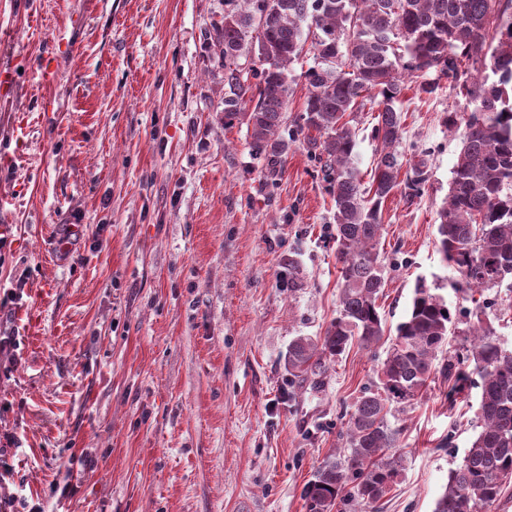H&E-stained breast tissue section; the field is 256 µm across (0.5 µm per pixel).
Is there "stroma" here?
Segmentation results:
<instances>
[{
    "instance_id": "obj_1",
    "label": "stroma",
    "mask_w": 512,
    "mask_h": 512,
    "mask_svg": "<svg viewBox=\"0 0 512 512\" xmlns=\"http://www.w3.org/2000/svg\"><path fill=\"white\" fill-rule=\"evenodd\" d=\"M224 0H0V497L34 512H306L386 344H352L292 381L297 337L339 305L331 200L303 136L277 175L224 120ZM448 80L401 96L421 195L384 204L387 332L425 283L469 320L437 250L466 109ZM452 335L421 398L389 414L403 469L380 512H433L478 430L480 391L448 393ZM426 153H421L416 162H413L411 165L412 176L407 177L405 183L404 196L407 198L417 197L423 191L425 184L427 182V167H428V158Z\"/></svg>"
}]
</instances>
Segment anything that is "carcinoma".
I'll list each match as a JSON object with an SVG mask.
<instances>
[{
	"instance_id": "carcinoma-1",
	"label": "carcinoma",
	"mask_w": 512,
	"mask_h": 512,
	"mask_svg": "<svg viewBox=\"0 0 512 512\" xmlns=\"http://www.w3.org/2000/svg\"><path fill=\"white\" fill-rule=\"evenodd\" d=\"M224 60V122L247 125L253 155L276 173L289 143L291 65L304 49L314 65L305 80L296 132L313 130L314 158L332 199L339 306L324 335L299 336L288 348V374L300 379L358 341L385 335L378 304L385 288L379 245L382 207L399 188L400 96L407 80L431 95L446 78L468 110L448 112V131H462L448 197L437 214L443 260L468 288H512V0H226L216 43ZM258 60L244 67L241 60ZM435 78L428 80L426 76ZM377 112L376 161L369 184L357 167V114ZM427 154L411 165L404 196L421 194ZM473 311L466 363L442 370L459 387L479 377L480 431L448 474L434 512H480L512 483V350ZM458 329L447 302L420 283L396 328L377 381L352 405L343 453L328 455L303 488L307 512H353L382 499L401 457L391 408L412 404L428 387L449 333Z\"/></svg>"
}]
</instances>
